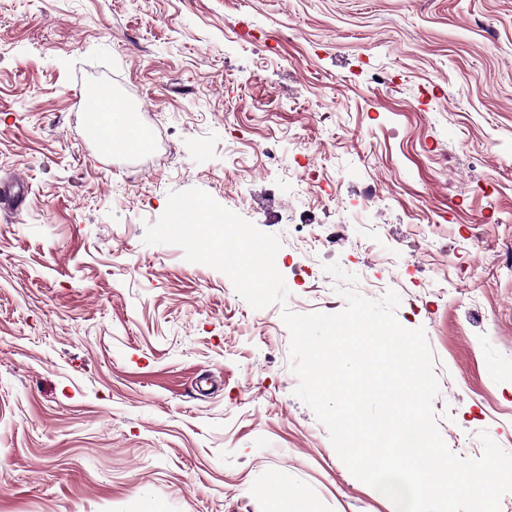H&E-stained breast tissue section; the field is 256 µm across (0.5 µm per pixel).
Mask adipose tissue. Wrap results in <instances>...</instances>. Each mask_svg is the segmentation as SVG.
Masks as SVG:
<instances>
[{"instance_id": "obj_1", "label": "adipose tissue", "mask_w": 512, "mask_h": 512, "mask_svg": "<svg viewBox=\"0 0 512 512\" xmlns=\"http://www.w3.org/2000/svg\"><path fill=\"white\" fill-rule=\"evenodd\" d=\"M100 100L99 109L91 113L98 140L107 147L128 153L145 149L150 142V133L143 126L128 119L126 103L108 90L101 91Z\"/></svg>"}]
</instances>
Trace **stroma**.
I'll return each instance as SVG.
<instances>
[{
	"mask_svg": "<svg viewBox=\"0 0 512 512\" xmlns=\"http://www.w3.org/2000/svg\"><path fill=\"white\" fill-rule=\"evenodd\" d=\"M102 84L149 149L99 153L84 104ZM19 171L0 512H294L260 495L276 484L317 512H393L295 394L283 311L346 307L331 224L357 291L397 292L424 329L448 448L512 453V0H0V187ZM192 188L278 235L286 305L144 243Z\"/></svg>",
	"mask_w": 512,
	"mask_h": 512,
	"instance_id": "stroma-1",
	"label": "stroma"
}]
</instances>
